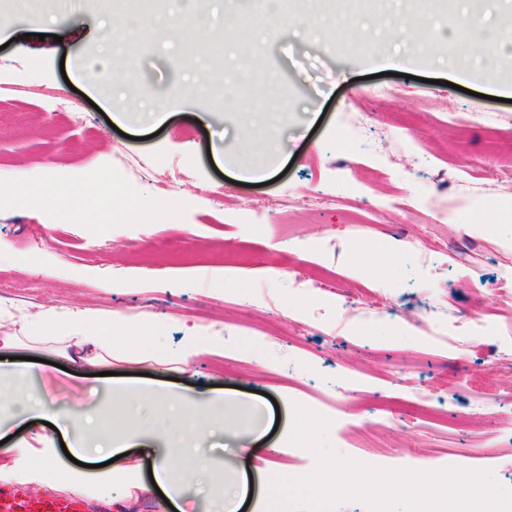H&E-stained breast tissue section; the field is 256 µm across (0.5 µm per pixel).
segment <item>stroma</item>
Returning <instances> with one entry per match:
<instances>
[{
  "label": "stroma",
  "mask_w": 512,
  "mask_h": 512,
  "mask_svg": "<svg viewBox=\"0 0 512 512\" xmlns=\"http://www.w3.org/2000/svg\"><path fill=\"white\" fill-rule=\"evenodd\" d=\"M296 32L278 33L279 14L253 19L252 0H76L56 11L34 0L41 25L0 0V185L34 181L86 193L102 181L122 191L103 206L26 208L0 195V307L118 310L157 327L153 353L132 359L115 349L109 371L129 388L177 389L200 400L199 444L229 481L248 478L241 512H270L263 491L269 473L301 476L315 458L288 442L292 403L331 419L330 446L340 455L387 468L447 467L452 449L467 451L471 468L491 470L512 489V369L498 379L499 400L461 395L439 407L443 416H475L471 432L415 427L411 403L434 377L480 378L494 357H512V242L473 228L483 212H512V173L501 171L486 145L491 130L512 135V57L472 64L458 43L430 53L409 42L375 40L351 51L354 33L337 35L330 0H287ZM359 24L382 15L404 31L438 24L449 29L476 16L501 25L512 0H343ZM176 19L165 40L152 36ZM133 48L119 60L133 78L104 88L102 41L108 28ZM253 45L251 58L239 42ZM400 87L399 95L385 88ZM126 95L132 109L116 123L107 103ZM78 110L71 118L70 110ZM223 114L204 122L200 113ZM268 117V144L236 137L253 113ZM470 120L458 139L441 113ZM414 119L418 138L402 134ZM223 148L214 156L213 148ZM483 186H462V166ZM181 175L175 196L158 180ZM445 197L454 218L432 219L426 195ZM305 195L327 207L297 212L281 231L264 232L251 204L280 209ZM174 209L179 220L153 217ZM393 245L394 262L380 276L362 260ZM233 281L222 289L214 269ZM382 291L410 304L390 318L347 313L337 288ZM451 293L453 324L439 338L421 321L434 298ZM317 322L321 335L298 339L297 326ZM272 324V340H249L245 325ZM221 351L178 359L194 336ZM455 336L481 337L482 351L449 352ZM5 357H36L54 380L55 402L76 412L104 403L105 377L70 376L55 348L17 344ZM392 391L401 413L375 411ZM358 393L354 413L342 402ZM264 419L254 439L222 429Z\"/></svg>",
  "instance_id": "stroma-1"
}]
</instances>
